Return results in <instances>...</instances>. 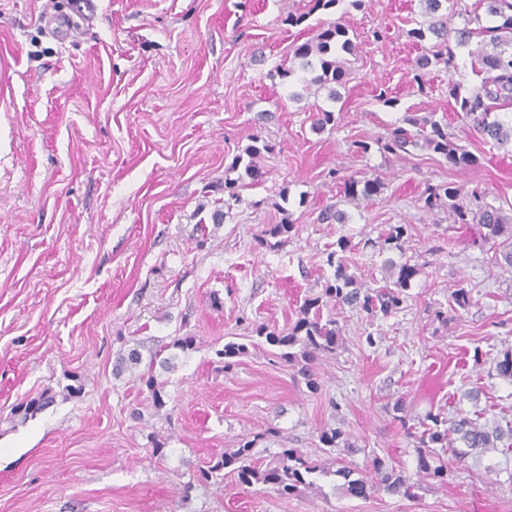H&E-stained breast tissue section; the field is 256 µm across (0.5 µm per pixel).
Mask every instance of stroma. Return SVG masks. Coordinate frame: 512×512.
Segmentation results:
<instances>
[{
  "label": "stroma",
  "instance_id": "35a3bbf8",
  "mask_svg": "<svg viewBox=\"0 0 512 512\" xmlns=\"http://www.w3.org/2000/svg\"><path fill=\"white\" fill-rule=\"evenodd\" d=\"M308 2L95 0L63 40L43 16L67 12L68 0H0V512H512V454L443 455V484L419 473L407 433L477 407L512 421V385L495 372L512 352V268L475 225L420 201L426 185L451 182L461 202L478 189L512 203V146L484 144L458 117L448 83L475 82L464 51L418 92L422 49L408 30L420 0H340L285 25ZM320 21L342 22L358 45L333 104L302 95V72L276 74ZM326 104L338 123L314 131ZM411 112L447 122L477 165L421 149L380 154L375 140ZM254 136L272 147L265 176L242 178L240 202L225 209V172ZM349 176L385 188L355 203L341 188ZM333 202L345 225L320 222ZM285 216L292 236L263 244ZM395 224L409 226L406 256L420 269L405 307L388 317L334 309L342 342L316 358L309 390L257 327L288 330L321 294L340 235L355 245L352 271L381 280L375 243ZM458 288L471 302L456 311ZM186 335L194 349L156 372L165 407L132 372L115 373L130 349L146 356ZM229 342L246 350L227 363L217 352ZM76 378L81 393L64 395ZM48 388L53 405L15 416ZM471 389L478 404L461 398ZM334 428L348 445L329 452L319 436ZM253 437L263 464L296 448L321 474L288 497L231 474L198 482L210 458ZM377 458L414 482L413 497L341 494L339 462L371 479Z\"/></svg>",
  "mask_w": 512,
  "mask_h": 512
}]
</instances>
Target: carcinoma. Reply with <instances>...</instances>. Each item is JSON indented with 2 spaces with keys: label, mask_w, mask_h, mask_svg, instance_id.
<instances>
[{
  "label": "carcinoma",
  "mask_w": 512,
  "mask_h": 512,
  "mask_svg": "<svg viewBox=\"0 0 512 512\" xmlns=\"http://www.w3.org/2000/svg\"><path fill=\"white\" fill-rule=\"evenodd\" d=\"M423 20L415 21V27L408 31L409 37L422 44L423 53L416 60L413 81L417 91L424 94L427 88L426 76L433 68L448 70L455 65L454 48H464L470 59L472 73L479 82L466 95H461L460 86L448 82V97L459 107L462 120L480 136L484 143L491 146L512 144V119L504 121L500 111L512 108V0H476L473 8H468L465 0H420ZM483 10L488 24L481 23L478 10ZM462 26L455 27V20ZM356 53V44L350 37L348 27L338 22L321 24L315 36L293 51L294 62L305 74L303 88L308 94L328 91V99L336 100V86L343 85L351 72L350 57ZM317 117L313 128L317 131L326 126L336 125V112L326 108H316ZM380 150L385 154L403 157L411 150L426 148L442 155L454 166H469L475 162L474 156L452 140L448 133V124L433 118V115L419 116L415 113L403 118V125L393 128L385 138L379 140ZM271 147L259 143L254 138L236 157L228 171L237 169L243 157H248L244 172L253 181H258L264 172L255 162L261 152ZM384 189L379 179L364 181L354 177L343 180L344 197L356 201L368 200ZM461 189L450 183L427 185L422 196L423 207L428 210L440 209L448 214L451 224H476L481 229L482 239L493 242L501 261L512 266V225L509 224L501 206L485 201L474 191L471 193V205L457 202ZM294 230L288 218L272 225L265 235L276 239L275 245L285 242ZM408 225L392 226L381 244L380 251L404 254L403 243ZM338 251L328 253L327 262L335 267L333 278L325 282L321 295L305 300L301 317L288 332H278L267 327L256 329L258 336L271 346L285 349L280 358L298 367V373L311 390L318 389L314 378L313 362L317 356L336 351L341 328L337 321L323 318V308L328 304L338 307L357 308L369 316L378 314L387 317L399 312L407 302L406 291L411 282L420 273L418 267L409 260L397 261L391 257L384 260L382 270L383 284L371 288L357 275L349 272L347 259L337 256L352 250L351 237L341 235L336 240ZM300 346L295 353L291 348ZM167 347L156 350L148 364L138 374L153 400L156 408L165 405L164 383L154 374L155 364H164L160 360ZM54 401L49 391L39 398L19 403L15 414L27 419L44 410ZM483 412L476 411L473 416L459 415L452 420H439L438 416L429 417V422L421 423L422 431L417 435L420 447L427 452L419 454V469L427 476L443 483L448 479V467L434 464V448L448 449L458 458L470 454L484 455L490 451L503 454L512 452V422L489 424L481 422ZM262 439L257 435L240 443L231 452L224 453L200 470L198 481L208 484L212 481H224V471L233 474L237 481L246 486L263 484L272 486L280 495L290 496L302 486L313 484L312 477L320 471V466L309 460L296 448H283L278 455V463L272 467H262L254 460L253 450ZM374 468L381 473L380 484L396 494L413 496L414 484L406 477L383 470L380 460L374 461ZM336 475L343 478L340 490L352 499H366L373 485L362 478L353 477V470L341 466Z\"/></svg>",
  "instance_id": "carcinoma-1"
}]
</instances>
